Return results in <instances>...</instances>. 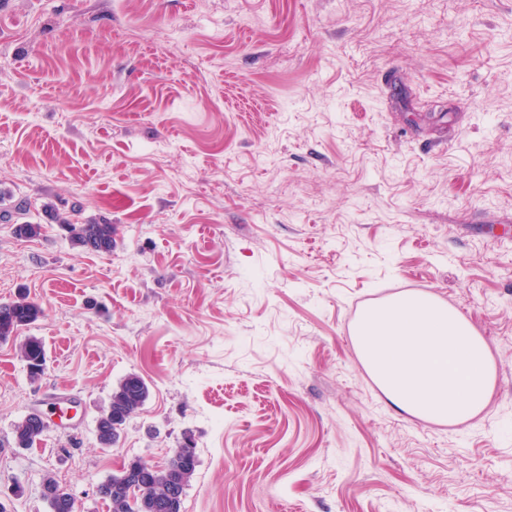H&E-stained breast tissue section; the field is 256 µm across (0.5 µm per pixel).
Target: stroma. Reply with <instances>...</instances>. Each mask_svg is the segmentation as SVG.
Segmentation results:
<instances>
[{"label": "stroma", "mask_w": 512, "mask_h": 512, "mask_svg": "<svg viewBox=\"0 0 512 512\" xmlns=\"http://www.w3.org/2000/svg\"><path fill=\"white\" fill-rule=\"evenodd\" d=\"M110 224L73 247V206ZM0 504L77 512L192 435L182 512H512V0H0ZM18 224L40 237L17 238ZM438 296L485 337L484 411L394 408L362 311ZM150 396L112 447L127 375ZM80 403L30 449L56 391ZM70 233L72 245L95 252H109L112 250V236L114 227L110 224H79L65 217L62 219ZM41 314L40 306L29 301L27 296H19L10 303H1L0 341L6 342L13 338L19 330L33 323ZM19 352L24 361H28L31 365V378H38L44 372L46 363L42 341L35 336H27L19 345ZM148 395V385L136 374L127 376L118 384L96 421L100 445L112 447L119 441L126 424L139 414ZM45 430V426L34 415L29 414L25 419L18 423L14 430V444L16 448H32ZM43 496L50 512H73V498L53 475H47L43 482Z\"/></svg>", "instance_id": "stroma-1"}]
</instances>
